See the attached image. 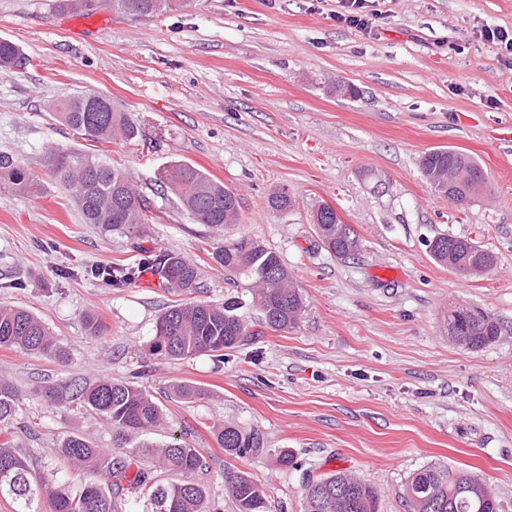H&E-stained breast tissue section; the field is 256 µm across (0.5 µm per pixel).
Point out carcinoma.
<instances>
[{"mask_svg": "<svg viewBox=\"0 0 512 512\" xmlns=\"http://www.w3.org/2000/svg\"><path fill=\"white\" fill-rule=\"evenodd\" d=\"M112 12L136 20L164 12L186 9L189 0H105ZM59 12L88 14L98 9L87 0H54ZM25 57L19 45L0 38V70L21 67ZM57 119L83 139L110 143L117 137L133 139L138 127L128 113L119 111L112 100L97 93L73 95L55 107ZM45 167L52 179L72 192L83 223L103 232L132 236L144 223L147 200L132 185L116 161L102 160L82 150L53 147L45 156ZM419 167L422 176L438 194L461 204L484 183V173L470 156L452 149L425 153ZM15 195L37 197L43 194L41 180L11 153L0 152V183ZM162 187L177 196L181 207L196 224L218 230L238 220V199L224 185L189 163L172 164L160 175ZM267 207L278 212L293 205L285 189L266 199ZM327 205H319L313 224L323 244L336 256L346 259L360 250V241L347 224L336 225L326 215ZM433 259L458 274L482 265L495 264V256L472 240L443 234L430 242ZM212 259L224 271L248 279L253 303L263 324L272 331L286 332L295 327L304 300L288 269L278 255L260 242L241 237L212 247ZM157 271L170 288L188 293L198 288L196 267L182 256L171 253L160 259ZM116 288L131 282L128 269L116 264L95 270ZM246 335L244 322L235 314L234 304L186 302L168 307L157 319L149 355L164 360L210 354L224 357ZM500 335L495 316L480 309H456L448 315V336L458 345L479 350ZM0 346L58 361L64 360L44 322L23 307L0 306ZM42 397L57 404L71 399L67 385L48 384ZM80 398L94 413L112 425V450L97 447L79 436L66 437L52 454L73 468L91 475L79 493L63 485L51 486L35 477L27 456L13 443L9 425L17 411L18 394L14 385L0 379V493L19 503V512H39V502L48 497L54 512H118L110 487L124 486L143 496L146 512H210L204 487L194 475L203 469L198 451L184 439L171 434L156 444L141 442L137 453L148 462L130 472L126 446L131 437H145L164 421L161 405L133 381L98 380L80 390ZM217 440L225 455L241 458L264 451L268 441L257 429H244L235 423L218 428ZM225 483L237 512H265V496L258 483L245 471L225 472ZM409 512H497V501L483 479L464 469L430 464L412 473L405 485ZM305 512H378L379 494L370 483L337 470L313 485L303 482Z\"/></svg>", "mask_w": 512, "mask_h": 512, "instance_id": "1", "label": "carcinoma"}]
</instances>
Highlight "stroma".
Returning <instances> with one entry per match:
<instances>
[{
	"label": "stroma",
	"mask_w": 512,
	"mask_h": 512,
	"mask_svg": "<svg viewBox=\"0 0 512 512\" xmlns=\"http://www.w3.org/2000/svg\"><path fill=\"white\" fill-rule=\"evenodd\" d=\"M368 3V34L336 21L340 0H197L145 20L100 9L86 33L52 0H0V38L27 58L0 70V151L41 177L52 147L112 157L150 202L130 239L83 223L54 181L34 198L0 187V304L31 309L68 354L61 364L0 348V379L20 392L14 444L37 475L51 477L50 450L69 435L112 445L103 417L79 399L47 403L42 386L135 373L203 456L198 479L219 512H235L230 467L261 486L267 512H304V474L338 469L377 488L380 512H407L409 476L434 463L475 472L512 512V64L480 36L512 30V0ZM340 82L357 96H338ZM93 92L130 114L136 138L92 144L56 120L54 100ZM437 148L472 156L483 192L464 205L436 194L419 161ZM177 161L237 195V223H193L161 194L156 177ZM278 188L295 198L283 212L266 205ZM323 202L360 238L357 258L319 240ZM442 234L492 251L493 271L464 278L435 262L428 243ZM242 236L274 251L300 289L296 328L262 326L244 282L201 248ZM163 253L198 268L194 292L147 284L141 264ZM114 263L134 268L127 287L84 274ZM188 300L235 302L247 339L220 359L147 358L160 314ZM459 305L493 314L497 340L477 351L451 342ZM88 314L102 335L85 332ZM178 381L205 398L175 396ZM227 422L260 429L268 451L226 456L213 428ZM281 449L298 468L278 466Z\"/></svg>",
	"instance_id": "obj_1"
}]
</instances>
